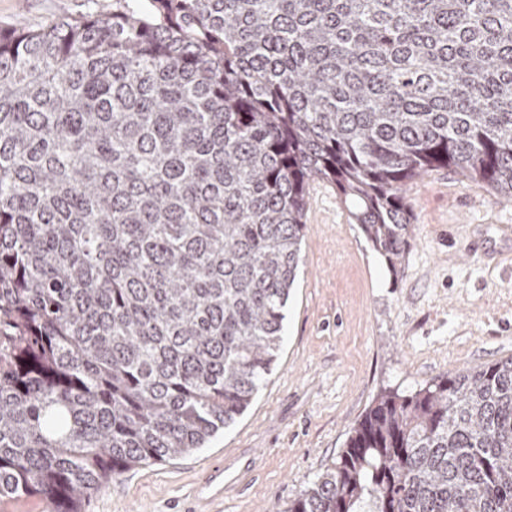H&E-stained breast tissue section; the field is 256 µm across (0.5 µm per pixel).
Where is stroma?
Segmentation results:
<instances>
[{
	"instance_id": "stroma-1",
	"label": "stroma",
	"mask_w": 512,
	"mask_h": 512,
	"mask_svg": "<svg viewBox=\"0 0 512 512\" xmlns=\"http://www.w3.org/2000/svg\"><path fill=\"white\" fill-rule=\"evenodd\" d=\"M91 0H0V26L40 27ZM412 246L399 273L366 239L335 185L309 187L302 262L284 342L246 412L182 459L116 477L85 512H286L343 448L382 391L512 356V252L481 248L512 227V202L439 168L406 187ZM231 485L212 495L216 467Z\"/></svg>"
}]
</instances>
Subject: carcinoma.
<instances>
[{"label": "carcinoma", "instance_id": "cac0c4a2", "mask_svg": "<svg viewBox=\"0 0 512 512\" xmlns=\"http://www.w3.org/2000/svg\"><path fill=\"white\" fill-rule=\"evenodd\" d=\"M512 201V0H112L0 28V505L83 512L272 372L308 189L398 272L411 180ZM285 512H512V357L385 391Z\"/></svg>", "mask_w": 512, "mask_h": 512}]
</instances>
